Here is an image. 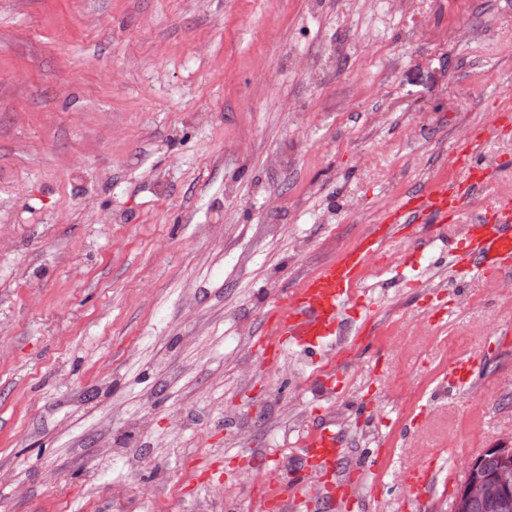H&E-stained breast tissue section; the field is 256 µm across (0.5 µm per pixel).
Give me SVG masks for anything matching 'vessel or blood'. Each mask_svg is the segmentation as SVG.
I'll return each mask as SVG.
<instances>
[{
  "label": "vessel or blood",
  "instance_id": "obj_1",
  "mask_svg": "<svg viewBox=\"0 0 512 512\" xmlns=\"http://www.w3.org/2000/svg\"><path fill=\"white\" fill-rule=\"evenodd\" d=\"M483 138V133H475L450 158L451 165L468 169V191L472 194L479 193L486 184L481 163ZM457 205L458 196L454 188L445 182L436 183L423 192L411 193L399 201L388 223L377 225L364 240L337 260L323 265L298 289L290 291L276 304L272 333L278 341L267 346V354L277 356L290 344L314 350L335 343L345 333L342 313L353 298L352 290L357 287L362 270L371 258L381 254L395 226L425 222L446 224ZM484 229L483 239L477 248L459 249L457 241L452 239L448 242L449 250L455 251L458 263L468 270H477L493 278L512 275L511 197L498 200L492 221L485 224ZM477 367L476 360L469 356L455 360L449 367L454 385L461 390L468 389ZM342 454L338 433L325 424L310 434L304 461L307 466L336 473V493L348 503L352 500L350 486L346 477L337 473ZM446 456V449H437L410 480L407 490L410 506L422 508L427 505Z\"/></svg>",
  "mask_w": 512,
  "mask_h": 512
}]
</instances>
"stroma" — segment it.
<instances>
[{
    "mask_svg": "<svg viewBox=\"0 0 512 512\" xmlns=\"http://www.w3.org/2000/svg\"><path fill=\"white\" fill-rule=\"evenodd\" d=\"M506 98L512 0H0V512H270L277 465L292 512H346L301 466L325 421L360 505L402 512L428 449L512 437V291L436 225L370 262L341 388L257 350L401 197L465 185L477 129L492 179L449 228L512 196ZM478 367L477 361L471 356L461 357L449 366V373L454 385L459 390L468 389Z\"/></svg>",
    "mask_w": 512,
    "mask_h": 512,
    "instance_id": "obj_1",
    "label": "stroma"
}]
</instances>
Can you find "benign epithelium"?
Returning <instances> with one entry per match:
<instances>
[{"instance_id": "obj_1", "label": "benign epithelium", "mask_w": 512, "mask_h": 512, "mask_svg": "<svg viewBox=\"0 0 512 512\" xmlns=\"http://www.w3.org/2000/svg\"><path fill=\"white\" fill-rule=\"evenodd\" d=\"M487 452L500 459V465L491 474L481 468V457L469 459L462 465L463 478L457 486L449 512H470L475 500L489 502L503 512L512 509V438L501 442Z\"/></svg>"}]
</instances>
